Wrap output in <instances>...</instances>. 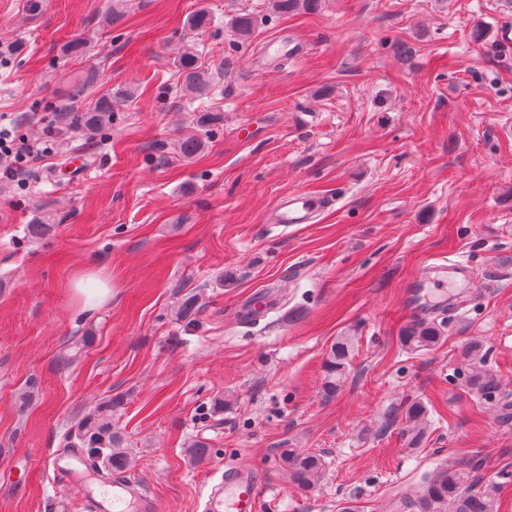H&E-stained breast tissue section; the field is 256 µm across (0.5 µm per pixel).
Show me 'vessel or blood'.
<instances>
[{
    "mask_svg": "<svg viewBox=\"0 0 512 512\" xmlns=\"http://www.w3.org/2000/svg\"><path fill=\"white\" fill-rule=\"evenodd\" d=\"M325 206L324 198L293 192L274 202L268 221L287 227L307 224ZM464 278V270L455 263H428L422 279L410 283L406 292L409 308L421 315L426 311L428 297H436L442 303L450 300L454 288ZM48 464L64 487L82 489L91 512H159L155 499L141 493L135 485L123 481L103 485L101 478L87 467L78 449L59 450ZM261 484L262 475L257 467L225 471L207 492L203 512H257Z\"/></svg>",
    "mask_w": 512,
    "mask_h": 512,
    "instance_id": "b4317fda",
    "label": "vessel or blood"
}]
</instances>
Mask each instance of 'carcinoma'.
I'll return each mask as SVG.
<instances>
[{
	"mask_svg": "<svg viewBox=\"0 0 512 512\" xmlns=\"http://www.w3.org/2000/svg\"><path fill=\"white\" fill-rule=\"evenodd\" d=\"M318 0H274L275 10L288 14L299 9L314 10ZM183 84L191 92L208 90L209 80L198 65L192 48L185 47L176 58ZM96 83L95 72L88 73L71 95L56 105L64 122L89 135L105 136L112 131L114 100L123 99L122 91H107L95 98H88L87 90ZM198 310V297L189 295L182 299L176 315L181 320L192 319ZM400 346L410 352L431 350L445 340L439 327L426 318H415L401 329ZM354 341L350 336H339L331 344L323 363V392L332 397L341 387L349 368ZM488 351L482 341L470 339L461 345L460 358L464 365L463 379L468 392L477 399L495 406L504 423L512 422V403L497 398L498 382L488 360ZM124 404L122 396H113L98 403L85 421L68 436L67 446L82 448L91 462L110 474L122 475L133 469V457L128 451L126 435L112 425V414ZM400 414L418 442L425 434L429 409L421 400L402 405ZM281 467L295 484L310 488L320 478L325 461L318 453L299 448L279 449ZM468 463L461 460L439 467L426 478L418 494L412 499L392 503V512H500V494L503 484L490 482L479 489L469 483Z\"/></svg>",
	"mask_w": 512,
	"mask_h": 512,
	"instance_id": "cac0c4a2",
	"label": "carcinoma"
}]
</instances>
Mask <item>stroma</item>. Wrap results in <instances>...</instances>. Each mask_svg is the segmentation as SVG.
Masks as SVG:
<instances>
[{"label":"stroma","mask_w":512,"mask_h":512,"mask_svg":"<svg viewBox=\"0 0 512 512\" xmlns=\"http://www.w3.org/2000/svg\"><path fill=\"white\" fill-rule=\"evenodd\" d=\"M206 9L209 24L187 20ZM241 14L254 28L234 27ZM86 43L82 57L65 47ZM193 47L215 80L183 92L173 58ZM0 125L53 154L0 177V512H83L43 460L110 396L160 512H202L225 469L263 473L259 512H388L457 458L478 482L512 472V424L467 393L458 349L483 340L512 401V12L501 0H0ZM127 88L112 134L67 127L54 104L89 67ZM202 138L185 158L180 141ZM82 153L84 176L62 178ZM334 198L312 223L271 224L289 192ZM53 227L32 240L38 214ZM466 264L450 308L427 316L437 348L398 342L406 284L431 258ZM112 297L88 308L77 282ZM200 297L193 322L174 310ZM272 298L261 317L249 304ZM354 356L335 397L322 364ZM229 409L216 413L215 399ZM430 408L419 448L388 414ZM211 453L193 461L192 440ZM323 455L314 488L278 451ZM354 349L351 336H339L331 344L323 363V392L333 397L341 387L349 368L350 357Z\"/></svg>","instance_id":"1"}]
</instances>
